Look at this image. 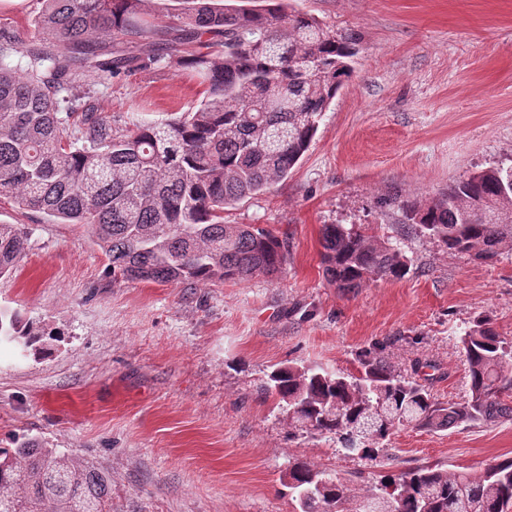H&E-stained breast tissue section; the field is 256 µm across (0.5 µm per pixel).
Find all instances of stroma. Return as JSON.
<instances>
[{
	"label": "stroma",
	"instance_id": "obj_1",
	"mask_svg": "<svg viewBox=\"0 0 512 512\" xmlns=\"http://www.w3.org/2000/svg\"><path fill=\"white\" fill-rule=\"evenodd\" d=\"M360 37L354 73L288 178L226 208L228 224L288 240L281 273L164 284L113 279L90 226L58 224L0 198V223L28 249L0 279V308L47 329L35 348L0 343V446L38 437L110 473L112 512H293L283 474L301 458L351 488L427 465L476 473L512 458V422L430 432L405 426L377 460L292 431L265 396L280 364L357 372L384 346L423 369L434 396L460 402L459 335L490 317L512 340V252L495 265L405 235L377 201L428 200L448 183L512 159V0H287ZM40 0H0V29L36 39ZM93 105L119 123L187 108L200 91L180 67L101 82ZM326 224L372 225L410 259L402 279L342 293L320 263Z\"/></svg>",
	"mask_w": 512,
	"mask_h": 512
}]
</instances>
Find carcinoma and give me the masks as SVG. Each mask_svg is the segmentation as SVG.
Listing matches in <instances>:
<instances>
[{"label":"carcinoma","instance_id":"cac0c4a2","mask_svg":"<svg viewBox=\"0 0 512 512\" xmlns=\"http://www.w3.org/2000/svg\"><path fill=\"white\" fill-rule=\"evenodd\" d=\"M142 2L42 0L38 40L0 29V195L50 220L90 226L114 279L222 283L280 272L287 239L226 224L224 209L288 178L352 76L358 37L288 11L285 0H262L258 9L185 0L176 26L158 24ZM192 42L199 51L181 56ZM18 52L22 70L5 63ZM162 63L192 69L202 98L160 121L117 125L88 111L86 73L106 81ZM493 206L512 212V163L472 172L429 201L379 199L407 232L491 264L512 247V224L491 222ZM27 245L24 228L0 224V278L16 270ZM321 246L323 275L344 291L410 270L372 227L324 224ZM46 335L0 310V340L28 348ZM459 341L469 375L462 402H439L417 379L428 362L416 359L403 374L378 346L356 374L288 364L270 373L265 391L285 403L296 431L369 460L401 425L511 422L512 341L488 318ZM283 482L297 512H349L351 489L307 462L290 463ZM111 486L109 473L37 439L0 448V512H112ZM366 502L380 512H512V460L476 474L436 465L386 474L355 512Z\"/></svg>","mask_w":512,"mask_h":512}]
</instances>
